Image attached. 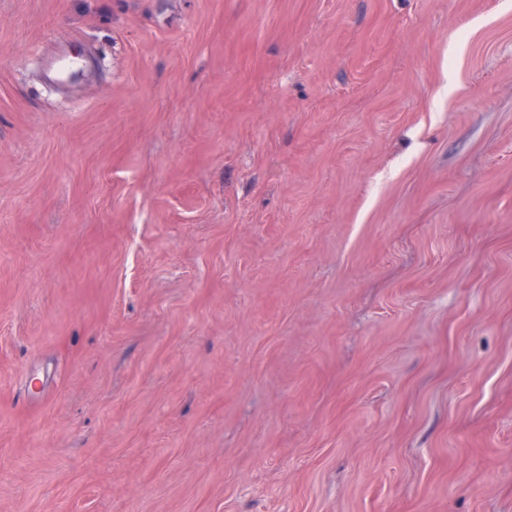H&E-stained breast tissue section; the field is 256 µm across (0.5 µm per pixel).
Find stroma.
<instances>
[{
    "label": "stroma",
    "instance_id": "35a3bbf8",
    "mask_svg": "<svg viewBox=\"0 0 512 512\" xmlns=\"http://www.w3.org/2000/svg\"><path fill=\"white\" fill-rule=\"evenodd\" d=\"M0 512H512V0H0Z\"/></svg>",
    "mask_w": 512,
    "mask_h": 512
}]
</instances>
